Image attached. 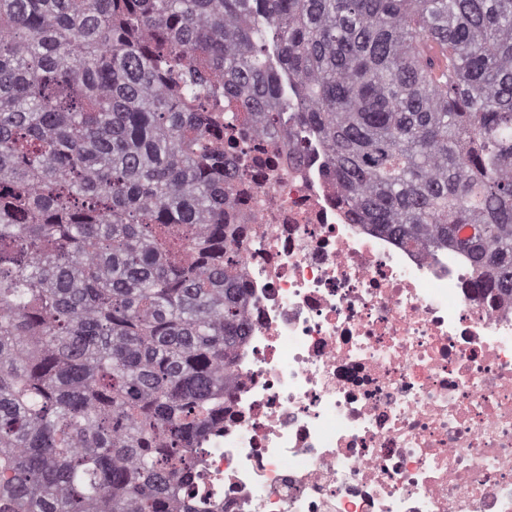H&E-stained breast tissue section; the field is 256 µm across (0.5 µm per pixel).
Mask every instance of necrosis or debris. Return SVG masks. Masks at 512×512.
I'll list each match as a JSON object with an SVG mask.
<instances>
[{
  "label": "necrosis or debris",
  "mask_w": 512,
  "mask_h": 512,
  "mask_svg": "<svg viewBox=\"0 0 512 512\" xmlns=\"http://www.w3.org/2000/svg\"><path fill=\"white\" fill-rule=\"evenodd\" d=\"M225 204L246 327L185 502L225 512H512V292L339 203L320 143L241 114Z\"/></svg>",
  "instance_id": "necrosis-or-debris-1"
}]
</instances>
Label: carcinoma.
<instances>
[{"instance_id": "1", "label": "carcinoma", "mask_w": 512, "mask_h": 512, "mask_svg": "<svg viewBox=\"0 0 512 512\" xmlns=\"http://www.w3.org/2000/svg\"><path fill=\"white\" fill-rule=\"evenodd\" d=\"M218 101L512 289V0H0V512L182 507L242 338Z\"/></svg>"}]
</instances>
